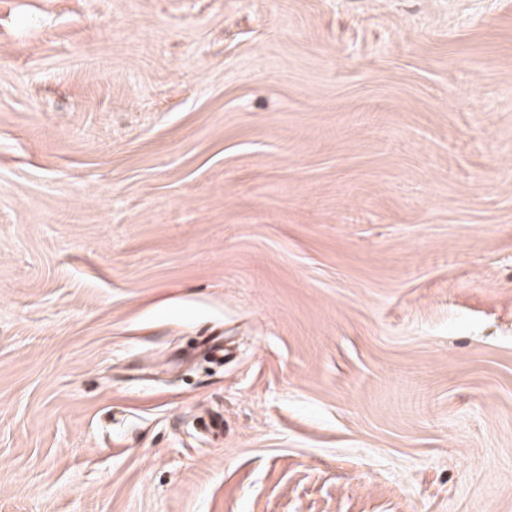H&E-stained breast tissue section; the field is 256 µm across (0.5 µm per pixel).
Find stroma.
<instances>
[{
    "instance_id": "obj_1",
    "label": "stroma",
    "mask_w": 512,
    "mask_h": 512,
    "mask_svg": "<svg viewBox=\"0 0 512 512\" xmlns=\"http://www.w3.org/2000/svg\"><path fill=\"white\" fill-rule=\"evenodd\" d=\"M0 512H512V0H0Z\"/></svg>"
}]
</instances>
